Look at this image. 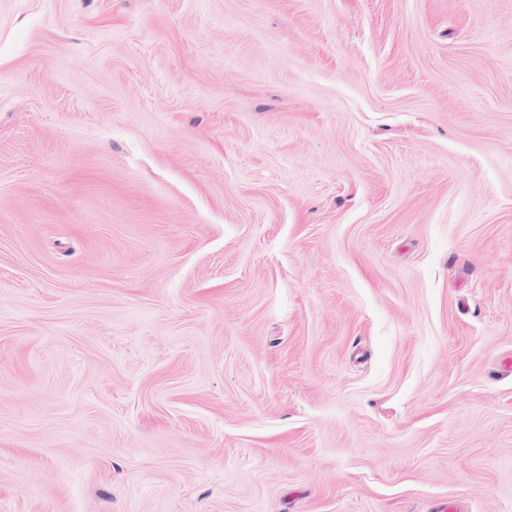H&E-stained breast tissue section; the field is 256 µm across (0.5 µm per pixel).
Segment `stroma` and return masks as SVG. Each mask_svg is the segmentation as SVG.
<instances>
[{"label":"stroma","instance_id":"35a3bbf8","mask_svg":"<svg viewBox=\"0 0 512 512\" xmlns=\"http://www.w3.org/2000/svg\"><path fill=\"white\" fill-rule=\"evenodd\" d=\"M512 512V0H0V512Z\"/></svg>","mask_w":512,"mask_h":512}]
</instances>
